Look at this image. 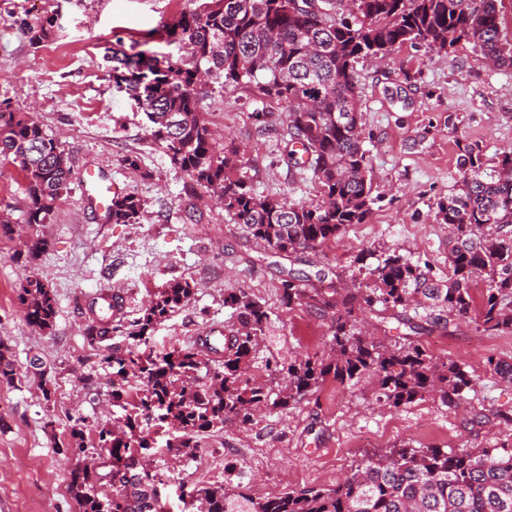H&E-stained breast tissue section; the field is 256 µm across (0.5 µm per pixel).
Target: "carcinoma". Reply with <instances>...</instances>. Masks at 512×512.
Returning a JSON list of instances; mask_svg holds the SVG:
<instances>
[{"label": "carcinoma", "mask_w": 512, "mask_h": 512, "mask_svg": "<svg viewBox=\"0 0 512 512\" xmlns=\"http://www.w3.org/2000/svg\"><path fill=\"white\" fill-rule=\"evenodd\" d=\"M59 28L51 14L28 26L30 41L49 40ZM169 41L188 47L185 57L161 58L112 52V82L145 113L150 137L183 172L193 189L210 192L257 240L280 254L313 249L336 240L350 224H364L373 211V173L363 148V113L356 65L383 59L396 48L422 44L439 53L462 42L488 65L512 68V41L501 35L498 0H199L167 28ZM239 90L248 100L286 105L288 158L306 156L321 200L295 203L257 195L242 174L247 161L235 147H214V131L198 97L206 81ZM18 167L26 181L23 223L50 222L54 204L68 190V153L48 137L31 114L0 100V168ZM459 189L436 203V219L451 226L448 276L396 252L374 266L360 254L351 287L307 290L297 277L282 281L284 304L301 302L329 318L330 348L322 355L275 365L283 384L274 394L251 379L252 353L268 314L241 291L224 296L238 327L207 345L214 367L199 381L204 362L195 346L153 356L139 349L154 327L189 304L195 285L172 280L151 296L139 318L121 317L114 294L85 327L92 344L114 336L103 362L112 374V405L124 410L116 425L99 426L93 447L100 464L76 467L70 492L79 512H165L164 480L140 464L153 455V428L172 432L170 451L191 456L202 436L231 422L249 425L254 412L285 409L307 399L332 378L355 384L372 377L377 400L398 408L426 398L456 406L473 377L453 360L439 361L419 336L448 330L453 318L475 315L490 330L512 329V155L493 167L479 145L468 144L458 162ZM141 199L112 198L114 224L138 222ZM483 278L480 298L470 284ZM25 320L52 330L53 291L38 275L25 279L19 295ZM378 311L382 335L358 328L359 313ZM396 332L395 339L387 334ZM487 371L512 380V362L490 358ZM18 378L9 346L0 338V381ZM68 447L85 452L84 422L70 425ZM194 512H512V448H412L395 445L366 455L353 473L331 489L309 488L254 500L217 487L195 488Z\"/></svg>", "instance_id": "cac0c4a2"}]
</instances>
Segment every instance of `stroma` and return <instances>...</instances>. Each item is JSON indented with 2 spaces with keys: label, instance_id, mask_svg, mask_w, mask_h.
Wrapping results in <instances>:
<instances>
[{
  "label": "stroma",
  "instance_id": "35a3bbf8",
  "mask_svg": "<svg viewBox=\"0 0 512 512\" xmlns=\"http://www.w3.org/2000/svg\"><path fill=\"white\" fill-rule=\"evenodd\" d=\"M194 7V0H0V100L34 113L72 161L67 193L50 223L37 230L47 245L31 263L16 257L17 234L0 231V338L23 372L14 383L0 382V512H78L69 491L76 464L66 446L69 424L82 418L91 438L101 423L121 416L109 405L102 350L83 334L98 294L120 295L133 319L166 282H196L188 306L152 332L150 346L159 353L234 329L224 297L248 292L269 314L250 368L266 379L267 363L329 347L328 323L316 310L282 303L289 270L320 271L331 282L360 251L378 257L395 250L447 273L450 230L436 220L435 209L456 187L461 146L478 144L490 164L512 154V68L485 65L465 43L448 55L406 44L385 61H360L364 148L379 200L367 223L348 226L335 242L289 257L275 253L220 204L185 191L184 174L151 142L141 108L112 83L109 49L177 54L164 29ZM51 12L61 15V29L32 44L28 24ZM199 109L227 140L246 146L244 172L257 193L318 200L310 172L287 163L282 105L252 102L213 84L201 93ZM261 111L276 132L255 122ZM128 154L139 157V170L124 166ZM89 168L137 194L143 202L138 223H112L87 198ZM32 273L55 297L48 333L26 323L19 300L20 285ZM422 341L472 374L474 388L461 406L422 400L395 409L376 401L371 382L331 379L287 409L205 435L189 458L172 456L166 432L158 431L154 469L170 478L163 491L168 512H181L182 490L196 487L226 486L256 499L333 488L365 453L400 442L446 451L511 443L512 431L497 430L495 413L512 407V383L486 374L485 364L492 356L512 360V330L485 332L461 318ZM34 357L46 365L50 397L25 374Z\"/></svg>",
  "mask_w": 512,
  "mask_h": 512
}]
</instances>
